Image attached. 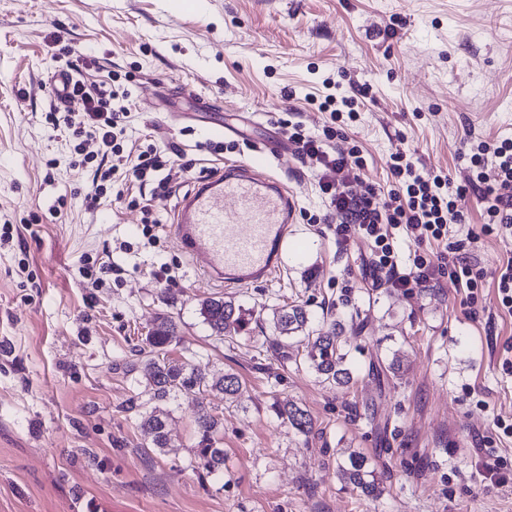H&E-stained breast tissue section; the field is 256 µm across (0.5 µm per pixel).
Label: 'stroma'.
Returning a JSON list of instances; mask_svg holds the SVG:
<instances>
[{"label": "stroma", "instance_id": "obj_1", "mask_svg": "<svg viewBox=\"0 0 512 512\" xmlns=\"http://www.w3.org/2000/svg\"><path fill=\"white\" fill-rule=\"evenodd\" d=\"M60 44L80 55L86 81L133 75L130 146L177 151L167 209L225 160L210 150L208 118L250 117L235 139L244 160L251 142L285 140L280 114L318 132L325 116L310 100L332 76L370 88L336 143L359 147L363 182L387 186L385 161L400 152L458 185L469 139L512 138V0H0V226L11 227L0 240V512H512V483L476 472L481 443L512 462V438L494 425L512 419V316L493 282L473 304L445 277L405 293L369 268L366 244L301 219L275 279L210 283L171 224L151 244L140 209L88 207L92 169L72 166L68 139L44 121L43 84L67 62ZM278 168L301 208L323 214L309 162L294 150ZM89 257L120 271L91 287ZM214 296L256 310L251 336L284 302L333 314L353 381L332 387L248 340L211 336L199 303ZM160 314L177 325L170 357L198 353L242 383L233 402L215 391L165 401L164 450L129 408L150 399L136 349ZM395 357L399 374H371ZM124 359L133 372L118 368ZM277 398L308 411L309 435L277 419ZM202 409L224 425V471L209 477ZM353 452L375 469L379 497L341 480Z\"/></svg>", "mask_w": 512, "mask_h": 512}]
</instances>
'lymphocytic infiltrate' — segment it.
<instances>
[{
    "label": "lymphocytic infiltrate",
    "mask_w": 512,
    "mask_h": 512,
    "mask_svg": "<svg viewBox=\"0 0 512 512\" xmlns=\"http://www.w3.org/2000/svg\"><path fill=\"white\" fill-rule=\"evenodd\" d=\"M324 87L317 104L328 118L320 132L311 134L300 123L284 118L279 121L301 155L312 162L318 190L327 203L325 213L309 215L308 223L328 225L338 241L359 239L368 243L374 268L385 273L392 287L415 288L440 275L465 286L468 300H475L484 271L469 261L465 240H449L448 228L465 223V200L474 194L483 203L482 234L512 236V139L474 141L467 183L453 185L443 171L424 170L406 155L395 153L386 162L388 187L367 184L356 192L352 186L360 180L359 149L339 150L334 143L346 136L341 125L344 113H355L367 91L362 88L356 94L339 97L334 92L335 81L325 80ZM131 97L130 89L120 83L74 80L62 121L76 142L79 164L97 159L102 162L89 197L91 203H100L109 192L128 182L151 185L150 196L127 200L128 206L143 211V231L148 234L161 224L157 201L170 193L163 175L170 158L153 144L136 154L125 151ZM399 232L419 245L447 241L455 257L434 260L417 252L409 266H402L393 245Z\"/></svg>",
    "instance_id": "obj_1"
}]
</instances>
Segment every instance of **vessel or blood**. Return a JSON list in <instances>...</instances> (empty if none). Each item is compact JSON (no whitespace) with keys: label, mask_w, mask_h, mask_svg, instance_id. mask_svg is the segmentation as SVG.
<instances>
[{"label":"vessel or blood","mask_w":512,"mask_h":512,"mask_svg":"<svg viewBox=\"0 0 512 512\" xmlns=\"http://www.w3.org/2000/svg\"><path fill=\"white\" fill-rule=\"evenodd\" d=\"M285 152L279 143L260 145L204 175L175 205V239L212 281L229 288L271 281L295 250L289 226L298 195L273 173Z\"/></svg>","instance_id":"1"}]
</instances>
